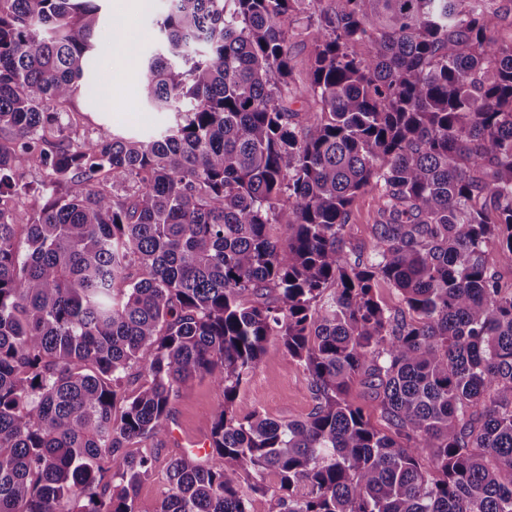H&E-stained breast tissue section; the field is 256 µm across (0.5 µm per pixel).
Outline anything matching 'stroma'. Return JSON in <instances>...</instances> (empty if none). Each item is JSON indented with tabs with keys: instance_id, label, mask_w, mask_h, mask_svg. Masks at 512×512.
Returning a JSON list of instances; mask_svg holds the SVG:
<instances>
[{
	"instance_id": "stroma-1",
	"label": "stroma",
	"mask_w": 512,
	"mask_h": 512,
	"mask_svg": "<svg viewBox=\"0 0 512 512\" xmlns=\"http://www.w3.org/2000/svg\"><path fill=\"white\" fill-rule=\"evenodd\" d=\"M125 2L102 0L101 28L96 38L98 64L91 76L92 83L98 87V95L75 99L77 137L93 138L102 129L125 137L144 136L160 133L175 122L173 112L148 111L140 97L141 59L157 47L154 20L165 11L166 0H152L150 7L132 10L125 9ZM116 18L134 30L140 46L139 56L126 57L113 43L112 21ZM377 208L376 192L368 190L355 198L345 233L347 250L371 247ZM218 398L219 392L210 380L192 382L180 391L171 405L168 435L140 443V450L151 452L155 463L153 475L144 481L138 493L139 512H155L168 489L170 460L188 450L190 441L209 437ZM238 400L258 406L266 417L277 421L306 418L315 406L306 373L275 342L270 343L262 362L249 374Z\"/></svg>"
}]
</instances>
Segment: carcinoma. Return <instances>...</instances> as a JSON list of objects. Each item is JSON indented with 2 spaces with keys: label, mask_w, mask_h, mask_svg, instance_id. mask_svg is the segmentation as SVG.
I'll return each mask as SVG.
<instances>
[{
  "label": "carcinoma",
  "mask_w": 512,
  "mask_h": 512,
  "mask_svg": "<svg viewBox=\"0 0 512 512\" xmlns=\"http://www.w3.org/2000/svg\"><path fill=\"white\" fill-rule=\"evenodd\" d=\"M99 11L0 0V512H138L131 445L206 377L224 466L174 459L155 512H512V294L484 251L512 266V0H168L141 95L176 125L78 140ZM272 340L305 419L237 403ZM312 36L305 43H298L292 47L293 62L295 64V78L298 83H305L309 72V52ZM377 193L365 191L359 194L351 207L349 224L346 226L345 249H370L373 242V225L377 219Z\"/></svg>",
  "instance_id": "carcinoma-1"
}]
</instances>
